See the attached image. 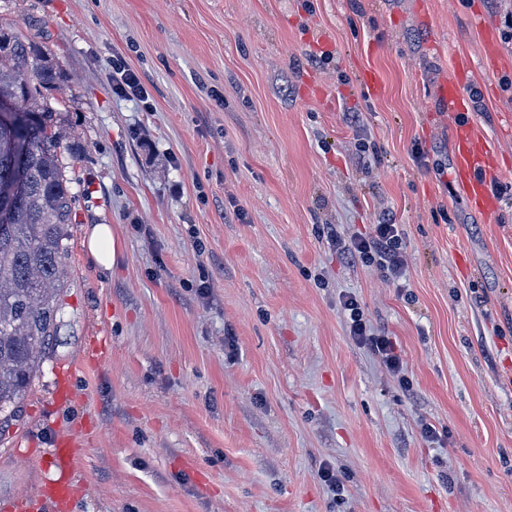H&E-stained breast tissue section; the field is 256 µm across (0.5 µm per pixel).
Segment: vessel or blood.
Segmentation results:
<instances>
[{
  "instance_id": "b4317fda",
  "label": "vessel or blood",
  "mask_w": 512,
  "mask_h": 512,
  "mask_svg": "<svg viewBox=\"0 0 512 512\" xmlns=\"http://www.w3.org/2000/svg\"><path fill=\"white\" fill-rule=\"evenodd\" d=\"M438 106L442 111L460 113L467 109V99L455 79L443 80L438 93ZM457 181L471 206L489 216L497 209V201L487 190V178L494 164L492 150L469 124L453 129ZM79 457V450L69 440L58 441L49 453V463L55 476L50 480L42 499L49 502L54 512H64L70 493L68 477Z\"/></svg>"
}]
</instances>
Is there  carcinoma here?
<instances>
[{
  "instance_id": "obj_1",
  "label": "carcinoma",
  "mask_w": 512,
  "mask_h": 512,
  "mask_svg": "<svg viewBox=\"0 0 512 512\" xmlns=\"http://www.w3.org/2000/svg\"><path fill=\"white\" fill-rule=\"evenodd\" d=\"M54 56L0 28V186L23 164L25 189L0 218V429L40 373L57 335L76 196L62 162L66 131L45 91L56 87Z\"/></svg>"
}]
</instances>
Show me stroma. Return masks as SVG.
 Segmentation results:
<instances>
[{
  "instance_id": "35a3bbf8",
  "label": "stroma",
  "mask_w": 512,
  "mask_h": 512,
  "mask_svg": "<svg viewBox=\"0 0 512 512\" xmlns=\"http://www.w3.org/2000/svg\"><path fill=\"white\" fill-rule=\"evenodd\" d=\"M511 13L0 0V27L60 65L47 96L77 196L60 329L0 433V512L61 437L81 450L69 512H512ZM116 56L148 101L115 91ZM453 76L499 168L491 219L454 178L458 118L435 109ZM385 217L400 287L336 247ZM96 224L119 250L107 272ZM345 294L407 385L352 339ZM87 245L99 267L103 271L111 270L117 254L111 226L108 224L94 225L90 231Z\"/></svg>"
}]
</instances>
